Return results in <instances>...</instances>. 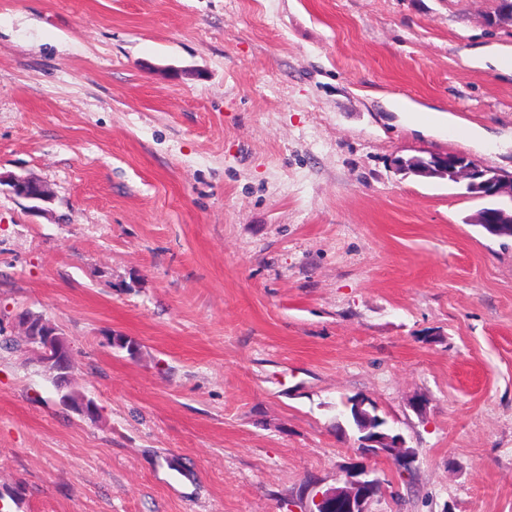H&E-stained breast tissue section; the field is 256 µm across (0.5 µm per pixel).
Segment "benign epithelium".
Wrapping results in <instances>:
<instances>
[{"instance_id": "7a95c632", "label": "benign epithelium", "mask_w": 512, "mask_h": 512, "mask_svg": "<svg viewBox=\"0 0 512 512\" xmlns=\"http://www.w3.org/2000/svg\"><path fill=\"white\" fill-rule=\"evenodd\" d=\"M484 22L494 28L512 26V0H497L495 10L485 15ZM418 174L425 177L448 175L475 192L487 190L498 199L512 202V172L491 170L464 154L453 153L446 158L440 155ZM4 181L16 196L33 203L35 210L41 211L43 204L51 202L46 187L33 177L11 175L5 178L0 175V183ZM474 223L484 226L493 235H499L508 228L512 229V207L492 213L481 210L474 215ZM19 326L23 334L36 343L35 350L51 358L61 371L69 369L70 344L57 327H52V332L45 335L30 328L22 319ZM356 451L361 457L360 465L345 471L342 486L317 492L312 498L315 509L311 512H369L370 502L385 490L375 468L376 462L386 459L397 469L404 470L414 461V453L406 448L400 434L379 432L368 435L358 441Z\"/></svg>"}]
</instances>
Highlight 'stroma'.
Wrapping results in <instances>:
<instances>
[{"label":"stroma","mask_w":512,"mask_h":512,"mask_svg":"<svg viewBox=\"0 0 512 512\" xmlns=\"http://www.w3.org/2000/svg\"><path fill=\"white\" fill-rule=\"evenodd\" d=\"M494 6L0 0V174L54 196L0 186V512H311L358 396L417 456L370 512H512V238L395 167L512 171ZM5 182H8L16 196L33 203L31 208L34 210H44L41 204L50 203L52 200L46 187L33 177L11 175ZM18 322L24 336H29L30 339L36 343L35 350L51 358L64 374L70 367L71 348L58 328L52 324L46 323V325L52 329V332L45 335L39 334L37 330L31 329L29 324L21 317H19Z\"/></svg>","instance_id":"1"}]
</instances>
